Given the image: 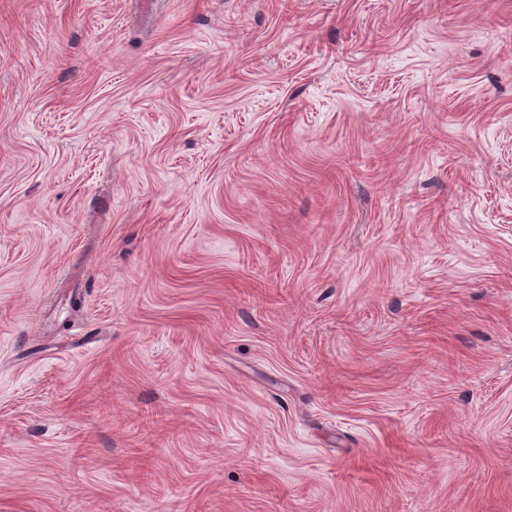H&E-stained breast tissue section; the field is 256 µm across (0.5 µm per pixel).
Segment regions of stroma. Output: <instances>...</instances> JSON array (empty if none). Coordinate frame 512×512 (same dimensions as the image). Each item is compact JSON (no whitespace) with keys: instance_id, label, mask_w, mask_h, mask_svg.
<instances>
[{"instance_id":"35a3bbf8","label":"stroma","mask_w":512,"mask_h":512,"mask_svg":"<svg viewBox=\"0 0 512 512\" xmlns=\"http://www.w3.org/2000/svg\"><path fill=\"white\" fill-rule=\"evenodd\" d=\"M0 512H512V0H0Z\"/></svg>"}]
</instances>
